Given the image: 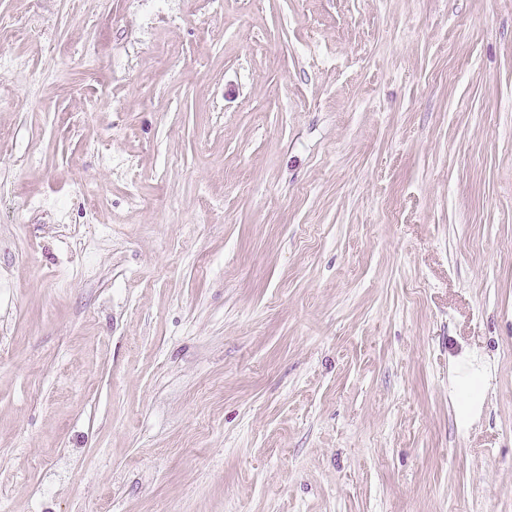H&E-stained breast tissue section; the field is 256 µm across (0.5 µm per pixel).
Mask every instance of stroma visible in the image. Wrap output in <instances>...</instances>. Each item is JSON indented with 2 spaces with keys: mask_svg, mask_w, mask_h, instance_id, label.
<instances>
[{
  "mask_svg": "<svg viewBox=\"0 0 512 512\" xmlns=\"http://www.w3.org/2000/svg\"><path fill=\"white\" fill-rule=\"evenodd\" d=\"M1 51L0 512H512V0H0ZM475 373L469 377H463L462 371L456 377V384L461 388L460 399L457 402V409L459 414L465 419L470 420V416L476 405V381L474 380Z\"/></svg>",
  "mask_w": 512,
  "mask_h": 512,
  "instance_id": "obj_1",
  "label": "stroma"
}]
</instances>
